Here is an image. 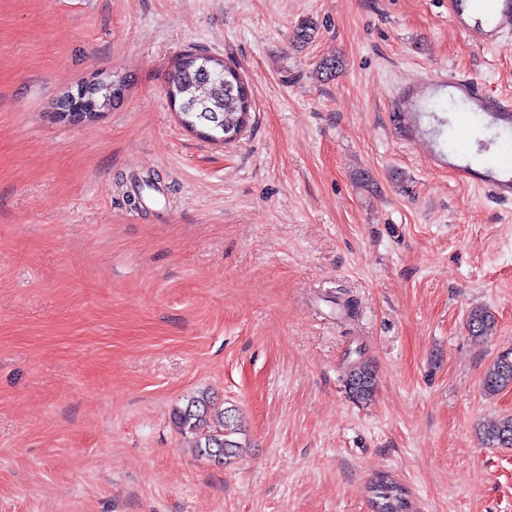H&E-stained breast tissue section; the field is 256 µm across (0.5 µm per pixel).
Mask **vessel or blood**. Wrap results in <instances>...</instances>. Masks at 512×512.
Masks as SVG:
<instances>
[{"mask_svg": "<svg viewBox=\"0 0 512 512\" xmlns=\"http://www.w3.org/2000/svg\"><path fill=\"white\" fill-rule=\"evenodd\" d=\"M448 20L468 42L492 48L512 35V0H448ZM443 99L453 118L456 142L452 154H445L432 127L423 120L433 99ZM391 109L398 113V128L405 137L428 138L435 161L459 179L488 189L502 198H512V155L505 144L481 156L470 138L475 123L512 131V101L485 89L476 79L450 71L428 72L398 86Z\"/></svg>", "mask_w": 512, "mask_h": 512, "instance_id": "b4317fda", "label": "vessel or blood"}]
</instances>
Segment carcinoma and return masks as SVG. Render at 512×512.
Masks as SVG:
<instances>
[{"label": "carcinoma", "mask_w": 512, "mask_h": 512, "mask_svg": "<svg viewBox=\"0 0 512 512\" xmlns=\"http://www.w3.org/2000/svg\"><path fill=\"white\" fill-rule=\"evenodd\" d=\"M184 53L177 60L168 82L179 101L181 122L189 131L221 136L232 134L244 124L243 114L251 109V95L243 88V77L236 66L221 62V71L203 74ZM495 319L485 308L477 307L468 315L467 328L475 339L492 334ZM512 385V358L500 357L482 380L485 392L493 394ZM345 386L359 401L370 400L376 389V376L365 362L354 363L346 376ZM213 400L207 392L187 399L174 410L173 425L193 440L196 456L208 461L217 450L224 460L236 457L250 447L247 430L240 413L227 408L212 412ZM488 443L496 448H512V415L500 418L484 429ZM375 512H409L407 491L390 475L375 477L371 486Z\"/></svg>", "instance_id": "cac0c4a2"}]
</instances>
